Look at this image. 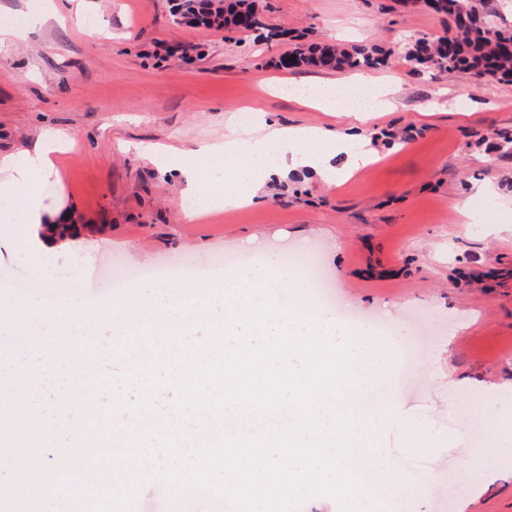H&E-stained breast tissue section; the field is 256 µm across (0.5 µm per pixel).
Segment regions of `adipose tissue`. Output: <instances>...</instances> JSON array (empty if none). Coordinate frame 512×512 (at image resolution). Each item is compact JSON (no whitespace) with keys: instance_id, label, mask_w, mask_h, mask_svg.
<instances>
[{"instance_id":"obj_1","label":"adipose tissue","mask_w":512,"mask_h":512,"mask_svg":"<svg viewBox=\"0 0 512 512\" xmlns=\"http://www.w3.org/2000/svg\"><path fill=\"white\" fill-rule=\"evenodd\" d=\"M359 84L374 91L370 105L351 109H335L328 98L316 94L299 95L301 104L323 112H336L338 117L366 122L370 115L385 110L391 103L392 91L376 78L362 76ZM328 129L282 126L262 122L246 134L201 146L209 159L206 171H190L185 175L187 189L184 200L202 203L204 209L239 208L253 204L266 180L282 179L296 170H310L324 179H334L338 170L327 156L308 150L310 141L327 137ZM61 131L42 132L32 149L26 150L24 164H17L14 155H0L1 224H23L38 252L51 255L67 247L80 229L71 224L63 210L47 211L40 186L56 177L53 155L61 139ZM57 224L56 233L45 232L44 222Z\"/></svg>"}]
</instances>
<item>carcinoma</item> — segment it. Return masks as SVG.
I'll list each match as a JSON object with an SVG mask.
<instances>
[{
  "instance_id": "obj_1",
  "label": "carcinoma",
  "mask_w": 512,
  "mask_h": 512,
  "mask_svg": "<svg viewBox=\"0 0 512 512\" xmlns=\"http://www.w3.org/2000/svg\"><path fill=\"white\" fill-rule=\"evenodd\" d=\"M422 4L446 17L448 31L437 39H419L408 45L405 58L420 70L460 72L477 77L512 82V30L491 27L485 9L474 0H401V4ZM174 15L190 24L234 30L245 17L266 41L279 39L282 32L270 26L260 0H178ZM294 69H336L339 71L378 68L389 63L390 52L377 44L351 47L333 43L297 42L286 54ZM487 152L499 157L512 155V131L491 128L478 140Z\"/></svg>"
}]
</instances>
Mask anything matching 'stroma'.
I'll use <instances>...</instances> for the list:
<instances>
[{
	"mask_svg": "<svg viewBox=\"0 0 512 512\" xmlns=\"http://www.w3.org/2000/svg\"><path fill=\"white\" fill-rule=\"evenodd\" d=\"M269 24L319 41L376 43L390 51L376 68L392 84V108L359 133L375 162L323 183L308 171L267 183L259 203L196 213L184 208L183 169H197L205 143L245 133L238 114L258 107L282 125L347 133L345 120L274 89L281 79L344 83L350 72L285 70L291 41L177 22L174 0H59L81 7L83 23H52L28 41L0 47V154H22L42 130L64 131L78 147L56 155L60 183L47 189L89 232L44 266L22 231L0 227V320L33 317L62 302L111 306L139 291L130 272L176 267L223 280L264 270L287 252H310L329 296L326 309L355 313L347 330L373 350V373L389 397L377 449L390 475L433 476L428 493L374 500L388 512H512V159L477 147L491 127H512V83L415 70L403 48L444 35L443 17L397 0H261ZM415 130L387 145L383 131ZM482 186L477 224L463 223L457 197ZM123 284L121 295L112 287ZM420 323L427 337L412 370L399 374V336ZM55 449H0V512L17 502L69 512L18 483L31 457ZM106 512H213V499L145 486L138 464L112 465Z\"/></svg>",
	"mask_w": 512,
	"mask_h": 512,
	"instance_id": "1",
	"label": "stroma"
}]
</instances>
